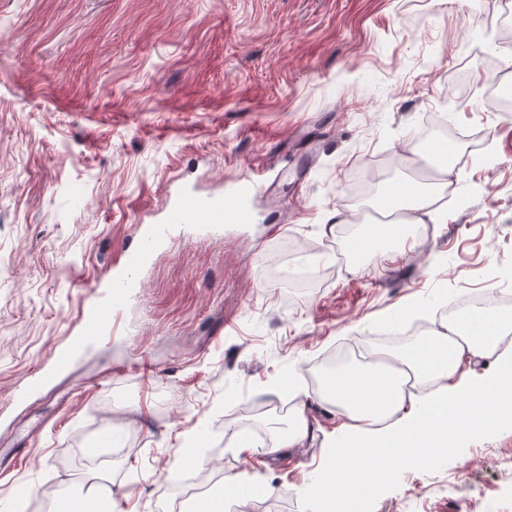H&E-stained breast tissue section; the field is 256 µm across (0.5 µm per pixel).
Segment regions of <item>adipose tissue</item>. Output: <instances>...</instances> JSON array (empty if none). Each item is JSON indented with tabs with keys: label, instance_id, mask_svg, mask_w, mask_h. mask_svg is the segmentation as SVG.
<instances>
[{
	"label": "adipose tissue",
	"instance_id": "adipose-tissue-1",
	"mask_svg": "<svg viewBox=\"0 0 512 512\" xmlns=\"http://www.w3.org/2000/svg\"><path fill=\"white\" fill-rule=\"evenodd\" d=\"M438 192H392L397 223L388 232L402 239L411 213L436 220ZM511 313L470 315L467 323L449 324L404 350L369 354L364 360L323 371L319 395L341 412L340 435L323 445L325 481L317 496L328 512L337 499L363 498L372 485L360 468L374 461L383 469L409 460L435 465L448 443L463 445L474 435L502 425V409L512 407ZM493 359L494 370L465 378L464 360Z\"/></svg>",
	"mask_w": 512,
	"mask_h": 512
}]
</instances>
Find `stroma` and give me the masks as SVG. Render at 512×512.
<instances>
[{"label": "stroma", "mask_w": 512, "mask_h": 512, "mask_svg": "<svg viewBox=\"0 0 512 512\" xmlns=\"http://www.w3.org/2000/svg\"><path fill=\"white\" fill-rule=\"evenodd\" d=\"M507 11L512 0H0V453L28 451L0 512H19L23 488L31 512H50L91 480L123 512H194L228 472L260 484L249 512H315L322 444L343 421L315 365L418 320L442 326L464 294L512 292V111L480 92L491 69L512 81V46L474 45ZM435 114L473 136L454 143L463 162L447 177L465 205H441L373 261L340 258L366 208L437 175L427 158L389 163ZM255 171L275 191L253 195L244 229L175 235L141 271L123 332L75 345L95 281L136 247V225L162 221L169 192ZM335 215L348 233L323 232ZM306 257L314 287L271 277ZM300 404L312 440L265 454ZM365 512H512V424L401 467Z\"/></svg>", "instance_id": "obj_1"}]
</instances>
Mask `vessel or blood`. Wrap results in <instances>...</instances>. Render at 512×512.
Instances as JSON below:
<instances>
[{
  "label": "vessel or blood",
  "instance_id": "obj_1",
  "mask_svg": "<svg viewBox=\"0 0 512 512\" xmlns=\"http://www.w3.org/2000/svg\"><path fill=\"white\" fill-rule=\"evenodd\" d=\"M261 186L260 177L254 174L246 177L228 197L220 193L203 197L184 192L171 203L162 223L139 225L138 246L127 252L109 275L95 283L80 321L81 340H97L111 334L117 312L135 294L141 269L156 251L168 244L174 229H188L209 237L223 235L228 224L247 219L246 200Z\"/></svg>",
  "mask_w": 512,
  "mask_h": 512
}]
</instances>
